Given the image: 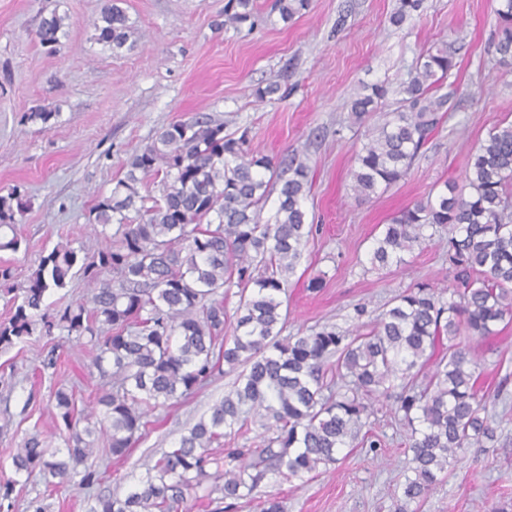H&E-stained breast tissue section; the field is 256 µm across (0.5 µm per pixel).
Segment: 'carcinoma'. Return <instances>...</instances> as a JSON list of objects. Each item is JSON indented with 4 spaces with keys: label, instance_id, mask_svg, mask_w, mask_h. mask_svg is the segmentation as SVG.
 <instances>
[{
    "label": "carcinoma",
    "instance_id": "obj_1",
    "mask_svg": "<svg viewBox=\"0 0 512 512\" xmlns=\"http://www.w3.org/2000/svg\"><path fill=\"white\" fill-rule=\"evenodd\" d=\"M121 0H106L96 41L120 49L132 35ZM422 0H399L392 21L403 23ZM309 0H272L282 21ZM255 0H227L224 24L255 25ZM500 62L512 63V0L495 10ZM67 35L65 16L41 18L39 43L56 48ZM456 63L445 47L429 48L400 84L392 118L370 130L355 150L353 191L367 200L401 180L448 111L438 93ZM386 95L375 84L350 101L362 125ZM246 134H224L206 114L176 121L132 157L124 178L93 208L102 239L93 254L59 243L40 258L27 284L13 283L0 264V298L11 316L0 321V352L32 338L58 335L95 352L93 366L112 375V390L97 398L99 418L75 415L72 395L54 392L57 431L65 449L43 432L30 433L12 457L16 478L0 483V512H11L20 478L46 485L80 475L100 480L96 433H106L117 459L129 456L157 409L192 393L212 377L239 371L206 419L181 436L120 498L100 494L90 512H179L185 494L212 479L222 499H256L269 473L304 477L336 464L355 441L378 446L364 430L368 400L398 390L395 413L410 428L412 473L406 502H420L453 470L461 451L496 440V428L477 401L475 342L496 336L512 321V122L493 127L468 157L464 188L444 184L398 211L373 239L370 263L404 265L425 241L424 229L448 227V261L458 286L417 283L380 313L366 333L324 326L284 336L288 310L282 294L302 258L312 225L303 200L309 166L283 164L244 148ZM159 182V195L139 186ZM278 190L273 213L266 202ZM26 204L0 195V251L19 250L16 224ZM112 232H107V228ZM80 276L86 299L51 312L47 296ZM241 288L233 336H224V289ZM271 433L258 448L227 454L233 466L214 474L207 453L215 441L254 423Z\"/></svg>",
    "mask_w": 512,
    "mask_h": 512
}]
</instances>
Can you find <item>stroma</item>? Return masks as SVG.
I'll return each mask as SVG.
<instances>
[{"instance_id": "obj_1", "label": "stroma", "mask_w": 512, "mask_h": 512, "mask_svg": "<svg viewBox=\"0 0 512 512\" xmlns=\"http://www.w3.org/2000/svg\"><path fill=\"white\" fill-rule=\"evenodd\" d=\"M105 0H0V195L18 190L28 209L17 226L18 252H0L25 285L40 256L59 242L96 250L92 208L123 178L132 156L169 124L205 113L225 133L246 134L249 147L277 159L306 156L311 190L303 206L313 233L286 286L290 336L325 325H370L394 298L419 282L456 285L448 262V230L434 228L402 266L377 268L369 250L382 224L444 182H461L467 158L488 131L512 121V69L495 51L497 0H422L399 26L398 0H309L302 15L282 21L271 0H256L254 28L224 25L225 0H122L135 44L112 50L94 39ZM65 15L68 35L56 51L35 38L42 16ZM448 47L456 67L443 89L449 110L435 136L396 184L369 200L352 189L353 146L367 128L390 119L401 81L431 45ZM279 82L264 100L256 88ZM388 93L364 125L351 124L349 102L363 86ZM56 112L51 124L27 121L35 109ZM318 288H310V281ZM42 343L12 363L11 387L0 386V480L12 477L11 456L33 429L53 435V391L76 388L78 409L90 410L105 390L92 355L64 343L55 374L33 379ZM479 392L498 441L465 449L450 475L422 504L405 503L410 473L408 431L394 416V398L373 404L376 448L344 449L316 475L291 480L272 474L264 494L285 512H512V325L479 346ZM234 374L212 378L168 409L157 410L148 435L127 459L113 460L121 481L103 478L95 491L65 479L57 488L30 479L15 493L13 512L41 497L48 512H89L94 493L124 495L131 484L213 404Z\"/></svg>"}]
</instances>
